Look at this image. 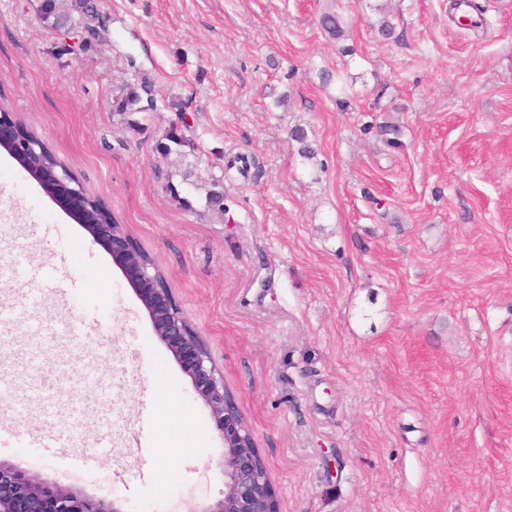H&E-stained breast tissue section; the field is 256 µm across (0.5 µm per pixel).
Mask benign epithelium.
<instances>
[{
	"instance_id": "7a95c632",
	"label": "benign epithelium",
	"mask_w": 512,
	"mask_h": 512,
	"mask_svg": "<svg viewBox=\"0 0 512 512\" xmlns=\"http://www.w3.org/2000/svg\"><path fill=\"white\" fill-rule=\"evenodd\" d=\"M0 147L32 174L65 210L79 215L137 289L156 334L180 360L197 395L210 409L224 437V498L213 508L192 512H278L271 476L224 372L214 363L205 339L195 330L167 288L153 258L123 224L99 220L105 208L87 195L59 163L42 160L47 151L35 135L21 130L8 112L0 113ZM0 512H123L115 502L89 497L73 486L49 485L19 464L0 463Z\"/></svg>"
}]
</instances>
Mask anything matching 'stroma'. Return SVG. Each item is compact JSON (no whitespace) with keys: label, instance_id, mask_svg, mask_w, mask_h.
<instances>
[{"label":"stroma","instance_id":"35a3bbf8","mask_svg":"<svg viewBox=\"0 0 512 512\" xmlns=\"http://www.w3.org/2000/svg\"><path fill=\"white\" fill-rule=\"evenodd\" d=\"M44 2L0 0V106L156 261L279 512H512V0L478 30L454 0ZM0 258V429L81 441L0 462L126 512L222 500L139 296L1 149Z\"/></svg>","mask_w":512,"mask_h":512}]
</instances>
